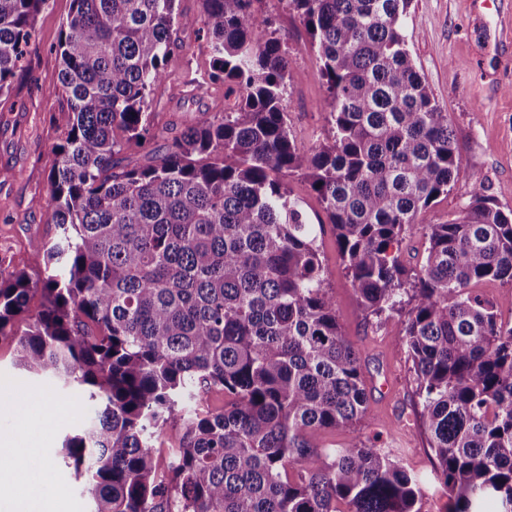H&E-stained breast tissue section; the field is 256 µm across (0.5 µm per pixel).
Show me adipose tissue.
<instances>
[{
  "instance_id": "adipose-tissue-1",
  "label": "adipose tissue",
  "mask_w": 512,
  "mask_h": 512,
  "mask_svg": "<svg viewBox=\"0 0 512 512\" xmlns=\"http://www.w3.org/2000/svg\"><path fill=\"white\" fill-rule=\"evenodd\" d=\"M30 452L25 441L12 436L0 437V495L11 500L13 512H38V498L32 492L38 479L22 465Z\"/></svg>"
}]
</instances>
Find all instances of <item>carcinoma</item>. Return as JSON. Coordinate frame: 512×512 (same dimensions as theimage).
Instances as JSON below:
<instances>
[{
  "label": "carcinoma",
  "mask_w": 512,
  "mask_h": 512,
  "mask_svg": "<svg viewBox=\"0 0 512 512\" xmlns=\"http://www.w3.org/2000/svg\"><path fill=\"white\" fill-rule=\"evenodd\" d=\"M49 2L0 0V95L26 73ZM179 2L71 0L54 47L69 113L48 176L55 235L32 244L37 278L0 267L15 365L96 401L62 443L89 512H420L421 480L391 448L352 441L310 465L367 397L294 176L317 194L362 310L410 306L404 343L450 512H512V324L474 290L512 286V210L477 182L459 216L417 223L461 165L407 48L411 0H288L327 86L333 136L310 153L292 141V75L259 0H200L209 79L234 103L150 164L123 165L151 136L180 29L198 22ZM415 230L417 269L400 258ZM212 391L223 407L206 404ZM167 427L181 435L161 472Z\"/></svg>",
  "instance_id": "cac0c4a2"
}]
</instances>
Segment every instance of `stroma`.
Wrapping results in <instances>:
<instances>
[{
    "mask_svg": "<svg viewBox=\"0 0 512 512\" xmlns=\"http://www.w3.org/2000/svg\"><path fill=\"white\" fill-rule=\"evenodd\" d=\"M70 0H51L36 23L24 81L0 96V265L37 275L32 244L49 238L53 227L43 202L49 197L52 147L64 139L68 113L54 90L59 60L54 51ZM260 12L273 27L293 75L285 105L296 147L308 152L332 137L320 104L326 86L309 36L287 0H262ZM415 67L448 112L462 172L446 197L421 217L442 224L468 204L474 181H481L502 210H512V0H488L473 10L468 0H412L404 29ZM181 46L168 59L165 79L154 86L152 136L126 151L127 162L143 165L165 152L171 139L205 112L224 109V85L209 79L211 55L205 31L180 30ZM289 186L304 202L311 223L320 225L318 245L330 284L336 318L359 350L368 393V412L350 429L327 431L317 441L312 466L327 463L329 449L352 441L393 449L422 480L420 512H448V492L437 478V460L421 425L416 376L402 341L404 316H365L344 270L334 230L308 184L293 177ZM15 344L0 339V435L23 428L38 456L29 468L44 471L42 496L56 512H87L88 495L62 462L65 435L89 415L87 399L74 395L53 408L52 382L14 364Z\"/></svg>",
    "mask_w": 512,
    "mask_h": 512,
    "instance_id": "stroma-1",
    "label": "stroma"
}]
</instances>
